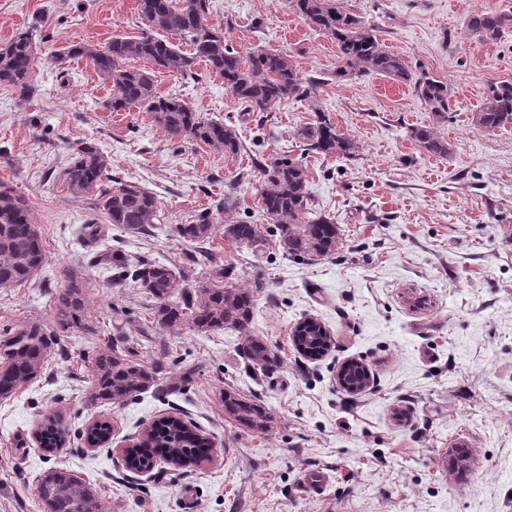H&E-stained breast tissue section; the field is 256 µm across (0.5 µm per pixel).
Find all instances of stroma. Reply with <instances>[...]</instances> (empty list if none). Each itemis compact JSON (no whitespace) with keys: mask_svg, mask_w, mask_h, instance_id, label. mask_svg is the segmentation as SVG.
I'll list each match as a JSON object with an SVG mask.
<instances>
[{"mask_svg":"<svg viewBox=\"0 0 512 512\" xmlns=\"http://www.w3.org/2000/svg\"><path fill=\"white\" fill-rule=\"evenodd\" d=\"M340 2L410 70L447 82V116L382 75L337 80L335 41L289 0H210L230 46L291 55L320 83L311 102L247 112L205 64L190 77L159 75L160 92L236 127L243 148L227 156L169 138L150 113L106 109L110 86L88 60H68L62 73L48 63L76 41L138 34L137 0H0V42L30 27L40 48L32 99L0 87V182L27 202L47 254L34 281L0 290V329H55L53 295L70 275L86 281L91 326L62 332L42 378L0 400V512H41L35 486L54 467L89 479L109 512H512V127L487 132L473 119L491 83L512 82V26L494 41L466 31L477 10L512 16V0ZM321 114L353 143L350 157L303 154L301 132ZM415 126L432 127L448 155L420 151L408 137ZM84 141L108 156L112 178L157 195L148 233L116 229L93 197L68 192L59 174ZM283 156L302 158L315 208L338 224L335 255L288 256L272 235L256 256L225 240V223L258 217L259 165ZM228 190L237 204L226 211ZM205 210L216 228L206 249L231 284L264 282L255 331L278 356L266 372L248 369L236 333L159 330L149 297L118 278L159 261L186 287L197 248L177 228ZM307 318L334 339L314 360L289 336ZM120 322L159 381L123 405L88 406L87 360ZM348 360L369 369L361 394L337 383ZM228 388L269 409L268 434L225 418ZM167 415L211 438L214 458L128 470L122 448ZM49 416L68 433L52 455L36 439ZM96 419L111 424L112 441L91 448L83 433ZM463 446L471 459L460 470ZM316 469L331 481L313 494L304 482Z\"/></svg>","mask_w":512,"mask_h":512,"instance_id":"1","label":"stroma"}]
</instances>
